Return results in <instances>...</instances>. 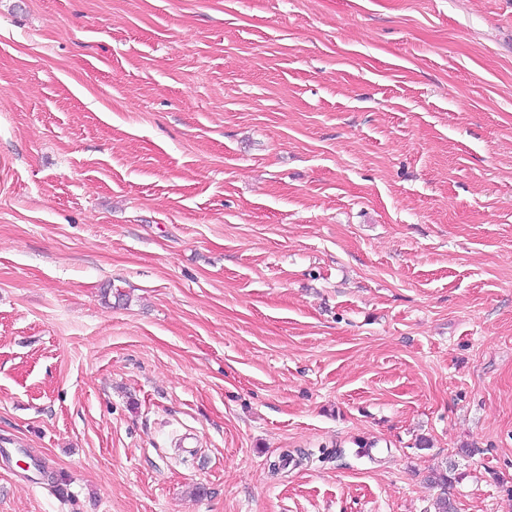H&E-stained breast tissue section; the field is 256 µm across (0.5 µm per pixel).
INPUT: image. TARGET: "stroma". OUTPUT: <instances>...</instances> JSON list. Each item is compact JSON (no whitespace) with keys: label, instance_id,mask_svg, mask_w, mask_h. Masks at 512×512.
<instances>
[{"label":"stroma","instance_id":"35a3bbf8","mask_svg":"<svg viewBox=\"0 0 512 512\" xmlns=\"http://www.w3.org/2000/svg\"><path fill=\"white\" fill-rule=\"evenodd\" d=\"M0 98V512H512V0H0Z\"/></svg>","mask_w":512,"mask_h":512}]
</instances>
